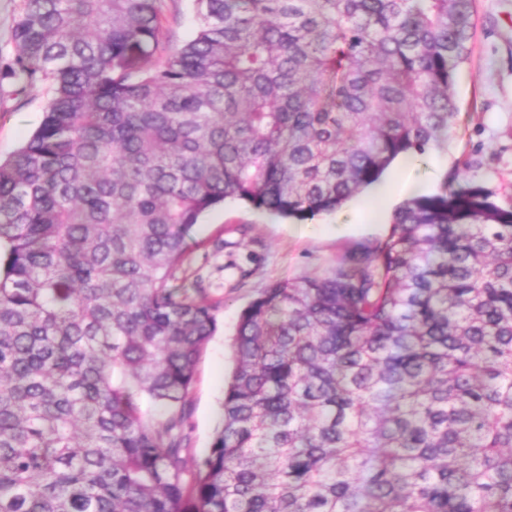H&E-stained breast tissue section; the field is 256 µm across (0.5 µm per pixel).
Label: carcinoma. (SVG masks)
I'll return each instance as SVG.
<instances>
[{
    "instance_id": "obj_1",
    "label": "carcinoma",
    "mask_w": 512,
    "mask_h": 512,
    "mask_svg": "<svg viewBox=\"0 0 512 512\" xmlns=\"http://www.w3.org/2000/svg\"><path fill=\"white\" fill-rule=\"evenodd\" d=\"M22 0L44 83L0 161V512H512V207L469 182L240 313L186 477L215 328L174 284L230 199L298 221L440 146L475 0ZM168 36L174 48L188 40L196 30V18L191 0H166Z\"/></svg>"
}]
</instances>
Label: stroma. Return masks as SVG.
Listing matches in <instances>:
<instances>
[{
	"mask_svg": "<svg viewBox=\"0 0 512 512\" xmlns=\"http://www.w3.org/2000/svg\"><path fill=\"white\" fill-rule=\"evenodd\" d=\"M21 0H0V160L11 156L39 126L50 96L45 85L18 91L5 71L14 57L12 39ZM472 51L461 66L453 95L459 108L435 157L418 156L413 181L440 193L459 165L512 205V0H476ZM385 224H356L349 206L314 219L266 221L265 213L226 201L200 217L193 229L198 246L176 273L178 283L200 286L212 304L217 329L203 350L191 387L186 432L190 461L209 450L221 419L224 382L232 367V339L241 310L277 281L297 282L333 270L340 259L382 242Z\"/></svg>",
	"mask_w": 512,
	"mask_h": 512,
	"instance_id": "obj_1",
	"label": "stroma"
}]
</instances>
